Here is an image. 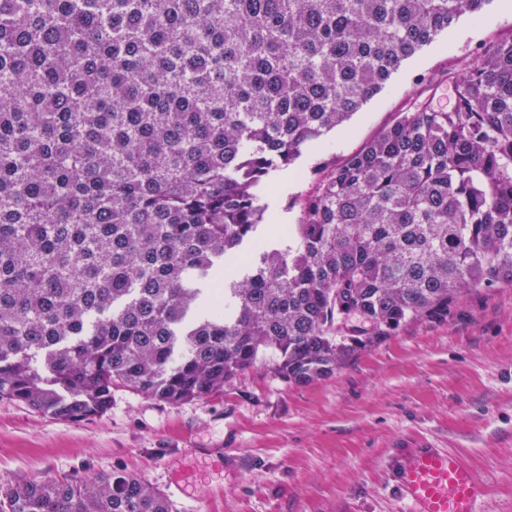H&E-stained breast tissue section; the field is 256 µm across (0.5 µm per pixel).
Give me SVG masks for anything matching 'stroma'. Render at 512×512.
I'll return each instance as SVG.
<instances>
[{
  "label": "stroma",
  "mask_w": 512,
  "mask_h": 512,
  "mask_svg": "<svg viewBox=\"0 0 512 512\" xmlns=\"http://www.w3.org/2000/svg\"><path fill=\"white\" fill-rule=\"evenodd\" d=\"M512 36V0H490L407 60L344 125L304 148L263 192L267 227L295 224L326 167L340 165L415 102H452L448 77ZM464 457L489 487L481 512H512V285L407 324L330 377L287 383L270 360L223 392L170 406L127 389L81 422L0 400V484L133 473L174 512H405L395 489L416 449Z\"/></svg>",
  "instance_id": "stroma-1"
}]
</instances>
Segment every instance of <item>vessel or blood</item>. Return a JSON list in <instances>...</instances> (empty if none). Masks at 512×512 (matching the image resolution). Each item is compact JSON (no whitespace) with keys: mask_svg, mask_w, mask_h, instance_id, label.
<instances>
[{"mask_svg":"<svg viewBox=\"0 0 512 512\" xmlns=\"http://www.w3.org/2000/svg\"><path fill=\"white\" fill-rule=\"evenodd\" d=\"M407 512H479L489 490L456 454L421 449L396 474Z\"/></svg>","mask_w":512,"mask_h":512,"instance_id":"b4317fda","label":"vessel or blood"}]
</instances>
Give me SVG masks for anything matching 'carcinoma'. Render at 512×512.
Here are the masks:
<instances>
[{
	"label": "carcinoma",
	"instance_id": "carcinoma-1",
	"mask_svg": "<svg viewBox=\"0 0 512 512\" xmlns=\"http://www.w3.org/2000/svg\"><path fill=\"white\" fill-rule=\"evenodd\" d=\"M489 0H0V400L172 406L270 355L328 377L512 283V36L332 168L273 244L262 188ZM0 512H172L132 474Z\"/></svg>",
	"mask_w": 512,
	"mask_h": 512
}]
</instances>
